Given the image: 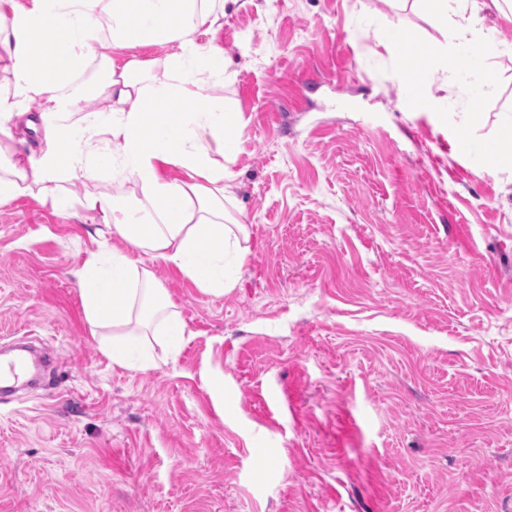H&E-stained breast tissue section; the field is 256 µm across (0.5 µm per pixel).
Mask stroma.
<instances>
[{
	"label": "stroma",
	"instance_id": "stroma-1",
	"mask_svg": "<svg viewBox=\"0 0 512 512\" xmlns=\"http://www.w3.org/2000/svg\"><path fill=\"white\" fill-rule=\"evenodd\" d=\"M456 20L426 0H229L215 39L251 256L221 296L156 267L190 335L170 359L155 337L157 368L113 365L84 320L75 272L111 228L0 207V346L57 361L0 400V512H512V21L479 13L504 50L477 99ZM404 37L447 110L402 108Z\"/></svg>",
	"mask_w": 512,
	"mask_h": 512
}]
</instances>
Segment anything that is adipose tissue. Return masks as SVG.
<instances>
[{
    "label": "adipose tissue",
    "mask_w": 512,
    "mask_h": 512,
    "mask_svg": "<svg viewBox=\"0 0 512 512\" xmlns=\"http://www.w3.org/2000/svg\"><path fill=\"white\" fill-rule=\"evenodd\" d=\"M479 0H433L432 19L456 12L451 50L460 77L475 96L497 81L490 61L494 35L474 28ZM224 15V0H0V206L31 195L53 207L80 208L111 225L120 246L98 248L76 271L91 335L106 337L113 364L142 371L156 362L147 331L161 324L172 348L185 325L153 270L177 268L203 292L221 296L248 260L250 232L231 217L226 180L243 151L240 113L219 88L227 69L224 49L200 43ZM170 46L163 59H141L137 48ZM115 49L127 50L123 59ZM101 80L97 109L69 120L76 98L64 97L91 65ZM43 118L46 149L32 156L12 146L11 123L30 104ZM104 138L105 156L90 145ZM119 162L141 195L127 199L102 191L76 193L61 186L63 165L92 172ZM178 169L175 178L163 167Z\"/></svg>",
    "instance_id": "adipose-tissue-1"
}]
</instances>
